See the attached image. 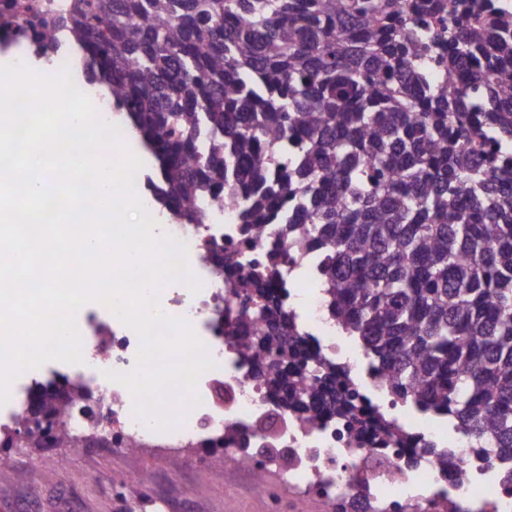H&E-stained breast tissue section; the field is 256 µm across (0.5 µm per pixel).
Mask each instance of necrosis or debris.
Masks as SVG:
<instances>
[{"label":"necrosis or debris","instance_id":"obj_1","mask_svg":"<svg viewBox=\"0 0 512 512\" xmlns=\"http://www.w3.org/2000/svg\"><path fill=\"white\" fill-rule=\"evenodd\" d=\"M67 0H0V33L39 27L59 18ZM154 234L186 242L189 267L204 283L191 294L179 283L165 285L162 309L189 320L214 359L198 383L200 405L187 408L177 394V427L148 429L133 412L126 388L106 371L130 370L140 346L135 332L106 306L89 309L78 322L83 364L72 381L96 395L94 416L73 404L66 424L75 440L103 448L136 445L142 452L180 455L196 448H284L281 469L290 491L315 498L327 512H512V465L476 455L460 431L415 411L391 390L389 372L372 364L363 345L331 320L320 278L319 252L289 250L276 224L244 237L231 204L215 207L203 224H161ZM241 259L278 260L261 285L264 302L284 307L298 351L310 365L301 383L326 373L318 420L288 404L275 386L268 363L254 359L251 344L270 330L267 318L239 314L243 288L230 254ZM224 263L216 274V263ZM448 452L447 462L434 449Z\"/></svg>","mask_w":512,"mask_h":512}]
</instances>
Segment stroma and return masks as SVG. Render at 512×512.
Returning a JSON list of instances; mask_svg holds the SVG:
<instances>
[{
	"label": "stroma",
	"instance_id": "35a3bbf8",
	"mask_svg": "<svg viewBox=\"0 0 512 512\" xmlns=\"http://www.w3.org/2000/svg\"><path fill=\"white\" fill-rule=\"evenodd\" d=\"M24 461L0 468V512H160L154 504L166 485L175 512H323L317 503L289 495L277 470L265 475L267 492L239 466L206 480L205 449L191 457H153L137 449L27 448ZM126 483L129 502L114 496Z\"/></svg>",
	"mask_w": 512,
	"mask_h": 512
}]
</instances>
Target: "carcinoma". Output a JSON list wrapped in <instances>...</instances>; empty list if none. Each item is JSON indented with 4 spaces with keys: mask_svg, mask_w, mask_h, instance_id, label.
Wrapping results in <instances>:
<instances>
[{
    "mask_svg": "<svg viewBox=\"0 0 512 512\" xmlns=\"http://www.w3.org/2000/svg\"><path fill=\"white\" fill-rule=\"evenodd\" d=\"M86 80L155 162L152 204L236 205L325 253L331 316L393 392L512 459V13L487 0H74ZM468 70L448 91L430 65ZM298 199L295 210L282 198ZM253 354L295 353L288 315ZM319 384L288 400H318ZM47 408L63 419L76 398ZM22 429L0 448H39Z\"/></svg>",
    "mask_w": 512,
    "mask_h": 512,
    "instance_id": "carcinoma-1",
    "label": "carcinoma"
}]
</instances>
